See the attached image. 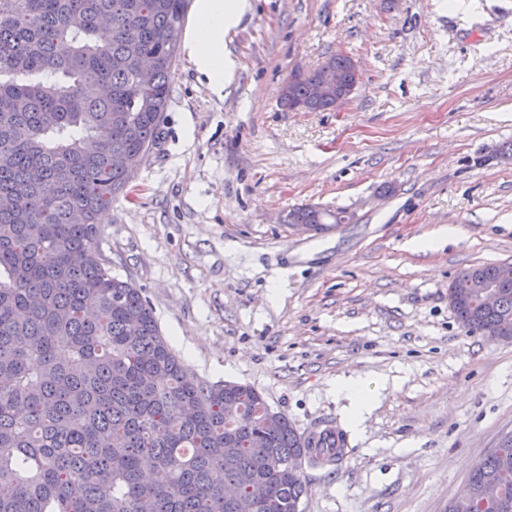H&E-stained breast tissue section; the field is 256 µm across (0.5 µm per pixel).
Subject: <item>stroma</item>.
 Here are the masks:
<instances>
[{"label":"stroma","instance_id":"stroma-1","mask_svg":"<svg viewBox=\"0 0 512 512\" xmlns=\"http://www.w3.org/2000/svg\"><path fill=\"white\" fill-rule=\"evenodd\" d=\"M443 2L250 0L230 81L212 91L178 56L163 138L99 219L102 258L184 364L346 433L344 463L306 469L305 512H448L512 434V342L448 306L459 272L512 262V0ZM338 53L358 66L348 100L281 106L293 70ZM304 205L354 219L306 232L288 221ZM351 375L377 386L355 424Z\"/></svg>","mask_w":512,"mask_h":512}]
</instances>
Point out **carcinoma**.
<instances>
[{"instance_id":"carcinoma-1","label":"carcinoma","mask_w":512,"mask_h":512,"mask_svg":"<svg viewBox=\"0 0 512 512\" xmlns=\"http://www.w3.org/2000/svg\"><path fill=\"white\" fill-rule=\"evenodd\" d=\"M188 0H0V512H302L305 467L343 455L332 431H300L248 384L211 383L169 347L142 289L112 275L98 215L125 191L118 153L141 160L162 139ZM151 61V82L138 79ZM294 70L281 105L324 112L357 84L351 57ZM107 85L110 94H86ZM344 209L288 214L317 230ZM455 280L448 306L471 334L512 341V262ZM512 501V438L481 460ZM263 482L261 503L250 489Z\"/></svg>"}]
</instances>
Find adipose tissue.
I'll return each mask as SVG.
<instances>
[{"label": "adipose tissue", "mask_w": 512, "mask_h": 512, "mask_svg": "<svg viewBox=\"0 0 512 512\" xmlns=\"http://www.w3.org/2000/svg\"><path fill=\"white\" fill-rule=\"evenodd\" d=\"M249 0H198L197 17L186 39L188 55L197 70L221 90L234 64L224 53V36L249 9Z\"/></svg>", "instance_id": "ef3b65f1"}]
</instances>
